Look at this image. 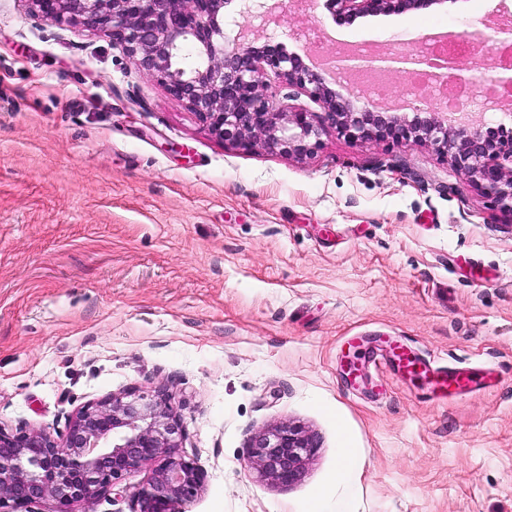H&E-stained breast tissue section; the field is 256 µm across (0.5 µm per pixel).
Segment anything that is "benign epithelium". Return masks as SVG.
I'll return each instance as SVG.
<instances>
[{
	"instance_id": "1",
	"label": "benign epithelium",
	"mask_w": 512,
	"mask_h": 512,
	"mask_svg": "<svg viewBox=\"0 0 512 512\" xmlns=\"http://www.w3.org/2000/svg\"><path fill=\"white\" fill-rule=\"evenodd\" d=\"M40 22L80 24L112 37L134 68L155 78L224 144L303 160L332 128L354 143L430 144L446 155L503 213L512 217V129L474 124L428 104L408 119L379 110L362 96L347 99L324 75L281 43L258 45L235 31L239 18H261L268 0H30ZM441 0H325L332 18H359L426 10ZM191 46L194 62L182 50ZM288 88L283 102L271 83ZM305 95L320 115L292 101ZM185 432L164 386L133 387L79 407L65 431L0 427V512L51 500L53 512H87L125 477L151 468L133 492L135 512H186L203 487L196 462L180 452ZM318 443L302 426L281 423L250 439L248 467L266 480L291 486L302 480Z\"/></svg>"
}]
</instances>
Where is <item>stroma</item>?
Returning <instances> with one entry per match:
<instances>
[{
	"label": "stroma",
	"instance_id": "35a3bbf8",
	"mask_svg": "<svg viewBox=\"0 0 512 512\" xmlns=\"http://www.w3.org/2000/svg\"><path fill=\"white\" fill-rule=\"evenodd\" d=\"M250 39L367 59L479 28L455 70L498 73L512 0H444L335 22L281 0ZM368 359L406 337L492 386L434 399L388 368L350 390L347 337ZM167 386L183 452L204 473L188 512H512V227L432 146L326 130L305 160L225 145L104 32L0 0V426L63 430L82 405ZM285 421L319 446L283 487L247 467ZM358 481L336 482V451Z\"/></svg>",
	"mask_w": 512,
	"mask_h": 512
}]
</instances>
